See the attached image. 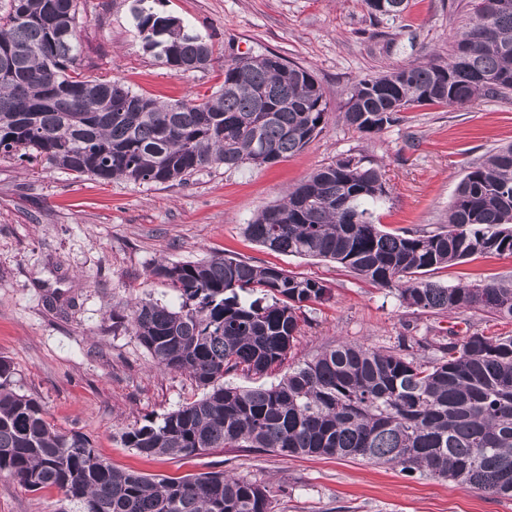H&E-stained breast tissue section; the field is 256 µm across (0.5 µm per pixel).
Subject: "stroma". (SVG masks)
I'll return each instance as SVG.
<instances>
[{"instance_id": "stroma-1", "label": "stroma", "mask_w": 512, "mask_h": 512, "mask_svg": "<svg viewBox=\"0 0 512 512\" xmlns=\"http://www.w3.org/2000/svg\"><path fill=\"white\" fill-rule=\"evenodd\" d=\"M132 6L79 0L77 36L91 75L174 101L214 92L224 81L222 58L272 52L313 74L329 116L308 146L267 168H206L184 184L100 183L0 157V357L14 369L15 388L37 397L55 428L85 435L115 469L156 479L221 471L268 486L274 512H512L510 497L395 465L251 448L147 457L122 439L201 395L186 375L155 368L127 322L133 302H175L172 289L148 274L161 259L220 254L326 284L331 298L311 305L293 365L344 341L394 348L404 336H512V320L416 312L394 289L333 262L269 251L244 233L290 187L352 155L385 173L383 230L433 231L447 223L467 168L512 143V93L464 108L415 107L370 135L349 127L342 112L355 82L447 59L452 35L469 19L466 0H408L396 18L372 16L365 0H156V11L211 35L218 62L194 72L161 65L144 50ZM504 277L512 278V256H475L432 275L445 285ZM61 498L55 488L32 491L0 475V512H57Z\"/></svg>"}]
</instances>
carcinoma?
I'll list each match as a JSON object with an SVG mask.
<instances>
[{
  "label": "carcinoma",
  "mask_w": 512,
  "mask_h": 512,
  "mask_svg": "<svg viewBox=\"0 0 512 512\" xmlns=\"http://www.w3.org/2000/svg\"><path fill=\"white\" fill-rule=\"evenodd\" d=\"M79 0H10L0 16V155L40 159L77 178L166 184L213 166L262 168L307 146L329 104L313 74L280 56L224 60L210 97L161 102L82 71ZM145 50L183 72L214 61L208 36L134 0ZM470 20L448 60L409 63L361 79L347 125L376 134L414 106L464 107L512 91V0H468ZM267 148L261 162L254 150ZM388 198L364 156L312 173L245 234L277 253L332 261L422 312H480L512 320V279L442 285L426 278L475 255H512V144L468 168L438 231L394 234L375 224ZM150 274L176 305L145 301L131 325L154 363L185 374L202 397L135 426L125 444L145 455L188 457L255 448L395 464L512 497V336L475 332L460 341L423 337L422 360L344 343L288 367L278 383L241 388L224 376L261 379L280 368L330 299L323 282L226 256L156 263ZM33 490L56 487L59 512H273L268 487L222 472L154 480L112 468L80 433H62L42 404L13 387L0 358V473Z\"/></svg>",
  "instance_id": "obj_1"
}]
</instances>
